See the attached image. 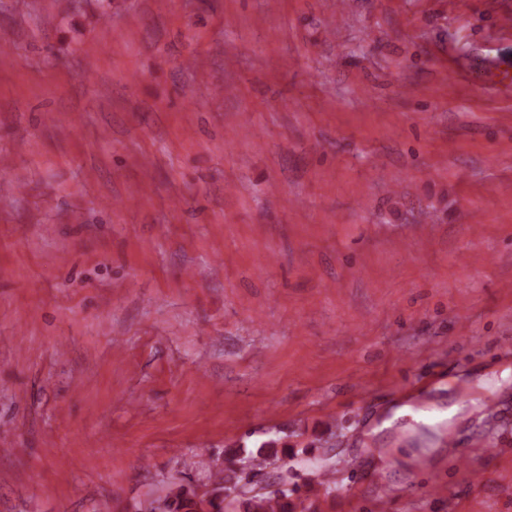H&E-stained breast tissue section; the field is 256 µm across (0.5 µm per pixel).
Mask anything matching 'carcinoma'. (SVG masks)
Returning a JSON list of instances; mask_svg holds the SVG:
<instances>
[{"label": "carcinoma", "mask_w": 512, "mask_h": 512, "mask_svg": "<svg viewBox=\"0 0 512 512\" xmlns=\"http://www.w3.org/2000/svg\"><path fill=\"white\" fill-rule=\"evenodd\" d=\"M274 453V442H265L254 453L245 457L231 454L224 458V468L211 473L207 490L197 489L182 482H174L163 497V512H197L205 508L208 512H290L288 509V489L277 493L253 496L227 497L223 492L228 485L241 481L240 465L249 463L251 470H264L268 457Z\"/></svg>", "instance_id": "obj_1"}]
</instances>
